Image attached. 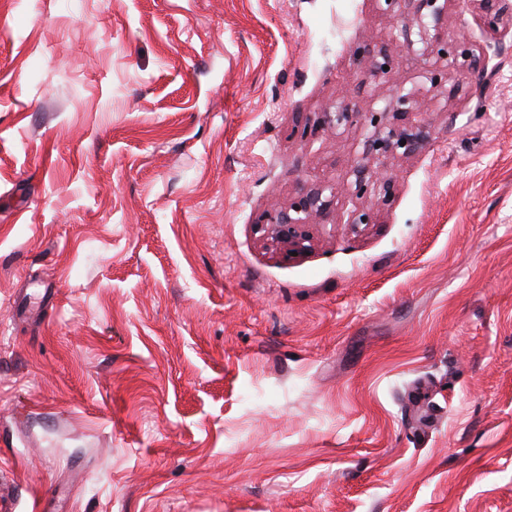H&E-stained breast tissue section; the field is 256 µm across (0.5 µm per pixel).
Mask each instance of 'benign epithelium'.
<instances>
[{"label": "benign epithelium", "mask_w": 512, "mask_h": 512, "mask_svg": "<svg viewBox=\"0 0 512 512\" xmlns=\"http://www.w3.org/2000/svg\"><path fill=\"white\" fill-rule=\"evenodd\" d=\"M383 14L392 20L412 9V17L403 24V35L407 45L419 46L418 59L430 87L447 84L450 70L467 68L485 70L492 56L491 44L475 49L467 38H462L453 49L443 46L445 24L448 20V3L451 0H383ZM479 2L480 27L495 39L512 27V0H477ZM353 64L361 68L370 66L379 76L391 66V55L381 48L368 55L366 49L359 48L353 54ZM430 98H415L408 94L397 96L381 112L367 110L348 96L336 97L335 111L322 113L321 119L313 126L294 125L289 137L304 139L321 129H334L338 126L360 127L367 135L364 141L363 159L353 171L354 180L347 191L358 199L375 198L376 203L364 205L352 212L348 224L355 231L360 227L377 223L380 212L391 205L395 198L396 180L383 172L382 167L390 159L407 157L420 152L428 142L429 133L422 127L406 122L411 113L426 112ZM336 196V188L326 184L304 186L288 202V205L266 212L257 232L271 245L279 249L282 259L292 261L291 253L302 256L311 248L309 227L327 217Z\"/></svg>", "instance_id": "benign-epithelium-1"}]
</instances>
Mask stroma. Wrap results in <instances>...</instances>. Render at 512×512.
<instances>
[{"label": "stroma", "mask_w": 512, "mask_h": 512, "mask_svg": "<svg viewBox=\"0 0 512 512\" xmlns=\"http://www.w3.org/2000/svg\"><path fill=\"white\" fill-rule=\"evenodd\" d=\"M379 0H0V471L18 512H512V33L346 183L337 93L427 86ZM386 44V82L354 50ZM429 101L428 95L415 98L402 94L383 111L377 112L364 109L347 95L339 94L335 111L323 112L316 126L306 122L303 126L295 124L291 128L289 138L301 139L312 135L318 127H360L367 132L363 151L365 162L353 171L354 180L348 184L347 191L361 200L373 197L376 205H363L352 212L346 224H350L354 231L362 230L360 226L377 224L382 209L391 205L395 198L396 180L381 169L386 162L416 154L427 144L428 131L404 121L410 113L427 112ZM401 141H406V144L401 145ZM335 196L336 187L332 185L303 186L287 206L267 211L260 223L255 224L256 230L279 249L283 260H295L310 250L309 227L327 217ZM291 252H297V256H291Z\"/></svg>", "instance_id": "stroma-1"}]
</instances>
